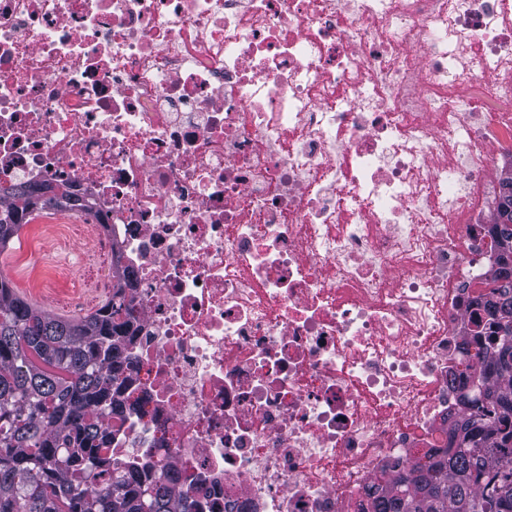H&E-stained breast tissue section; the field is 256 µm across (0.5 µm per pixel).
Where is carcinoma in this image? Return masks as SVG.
<instances>
[{
    "label": "carcinoma",
    "mask_w": 512,
    "mask_h": 512,
    "mask_svg": "<svg viewBox=\"0 0 512 512\" xmlns=\"http://www.w3.org/2000/svg\"><path fill=\"white\" fill-rule=\"evenodd\" d=\"M494 214L497 245L512 237V168L501 173ZM0 186V251L47 210L89 205L61 184ZM476 293L477 363L459 386L448 450L394 478L370 512H512V275L496 259ZM132 272L112 250V291L95 312L71 321L17 296L0 279V512H200L174 495L168 465L112 463L111 434L127 419L125 343L134 335L127 290Z\"/></svg>",
    "instance_id": "1"
}]
</instances>
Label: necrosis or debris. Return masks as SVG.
Returning a JSON list of instances; mask_svg holds the SVG:
<instances>
[{
	"label": "necrosis or debris",
	"instance_id": "obj_1",
	"mask_svg": "<svg viewBox=\"0 0 512 512\" xmlns=\"http://www.w3.org/2000/svg\"><path fill=\"white\" fill-rule=\"evenodd\" d=\"M512 157V0H0V185L135 273L113 461L361 512L448 446Z\"/></svg>",
	"mask_w": 512,
	"mask_h": 512
}]
</instances>
